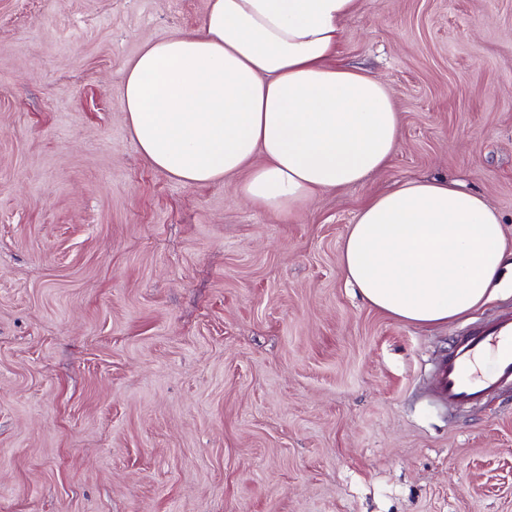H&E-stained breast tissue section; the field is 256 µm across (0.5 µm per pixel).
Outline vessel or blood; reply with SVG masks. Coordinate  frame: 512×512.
<instances>
[{
    "label": "vessel or blood",
    "mask_w": 512,
    "mask_h": 512,
    "mask_svg": "<svg viewBox=\"0 0 512 512\" xmlns=\"http://www.w3.org/2000/svg\"><path fill=\"white\" fill-rule=\"evenodd\" d=\"M435 399L454 408L512 384V312L455 336L438 363Z\"/></svg>",
    "instance_id": "obj_1"
}]
</instances>
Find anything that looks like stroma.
<instances>
[{"label":"stroma","mask_w":512,"mask_h":512,"mask_svg":"<svg viewBox=\"0 0 512 512\" xmlns=\"http://www.w3.org/2000/svg\"><path fill=\"white\" fill-rule=\"evenodd\" d=\"M209 0H0V512H512V389L431 398L452 336L347 285L370 195L445 179L512 255V0H361L392 163L291 215L136 149L123 72Z\"/></svg>","instance_id":"obj_1"}]
</instances>
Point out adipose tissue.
I'll return each mask as SVG.
<instances>
[{"label": "adipose tissue", "mask_w": 512, "mask_h": 512, "mask_svg": "<svg viewBox=\"0 0 512 512\" xmlns=\"http://www.w3.org/2000/svg\"><path fill=\"white\" fill-rule=\"evenodd\" d=\"M359 0H209L190 34L148 40L126 67L137 150L195 186L244 173L238 193L289 213L387 168L400 112L387 85L337 63ZM347 284L417 325L486 304L506 268L501 218L474 192L416 180L362 204L341 248Z\"/></svg>", "instance_id": "obj_1"}]
</instances>
